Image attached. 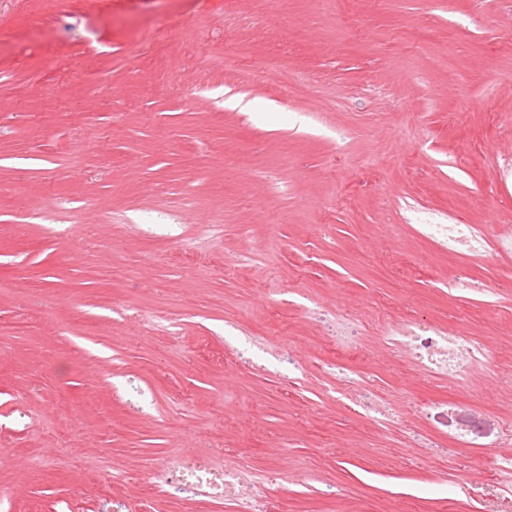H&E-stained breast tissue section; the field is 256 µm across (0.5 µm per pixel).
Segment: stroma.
Returning <instances> with one entry per match:
<instances>
[{"label": "stroma", "instance_id": "35a3bbf8", "mask_svg": "<svg viewBox=\"0 0 512 512\" xmlns=\"http://www.w3.org/2000/svg\"><path fill=\"white\" fill-rule=\"evenodd\" d=\"M264 12L0 0V512H103L116 491L196 512L140 476L168 453L275 472L288 512H512L497 449L419 411L512 421V255L413 229L512 227V0ZM272 54L309 85L258 82ZM393 318L464 327L489 355L429 378L379 343ZM340 336L362 373L342 389ZM419 237L448 252L479 255L486 249L488 234L474 224H416Z\"/></svg>", "mask_w": 512, "mask_h": 512}]
</instances>
